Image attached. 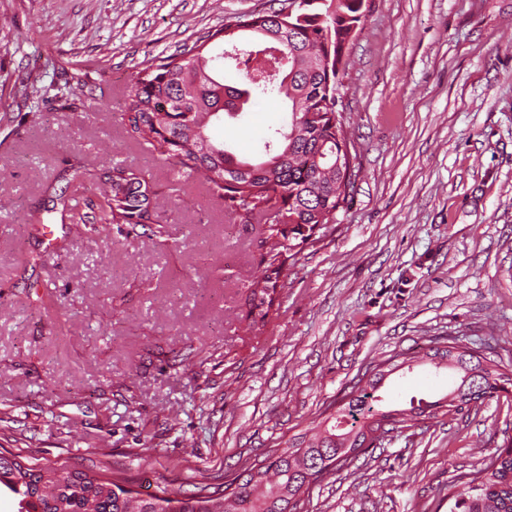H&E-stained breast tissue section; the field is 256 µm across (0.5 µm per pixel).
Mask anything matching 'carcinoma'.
I'll return each instance as SVG.
<instances>
[{
    "instance_id": "1",
    "label": "carcinoma",
    "mask_w": 512,
    "mask_h": 512,
    "mask_svg": "<svg viewBox=\"0 0 512 512\" xmlns=\"http://www.w3.org/2000/svg\"><path fill=\"white\" fill-rule=\"evenodd\" d=\"M287 6L256 13L237 21L239 30L221 26L179 54L145 61L126 92L127 131L137 144L169 163L180 176L192 179L224 205L235 224L267 226L270 243L261 259L260 275L248 285L251 310L262 322L273 307L272 294L283 287L281 275L292 251L307 243L317 227L336 223L355 173L336 168L333 157L349 146L341 113L336 109L344 60L364 18L363 0H303L292 15ZM235 63L241 81L228 85L212 61ZM288 100L291 121L264 144V157L248 160L229 151L210 135L222 115L239 114L260 97ZM100 204L82 212L79 202L62 190L59 201L76 227L88 224L155 225L158 223L157 185L148 175L115 163L96 182ZM461 368L477 373L467 388L484 401L512 388V368L485 360L472 351L457 354ZM419 356L402 352L370 364H385L389 374L412 369ZM354 379L340 403L341 417L305 442L274 450L259 460L258 478H244L231 492L185 497L158 485L141 493L122 485L123 478L108 472L82 474L83 483L70 481L62 467L27 466L0 456V487L18 497L26 512H284L287 501L277 498L285 488L298 492L309 475H325L347 468L338 449L352 438L359 453L376 444L366 439L369 422L385 415L384 399L372 385ZM412 398L409 407L395 409L389 434L413 427L419 420L458 414L464 407ZM465 491L451 498L449 512H512V444L491 453L485 466L471 474Z\"/></svg>"
}]
</instances>
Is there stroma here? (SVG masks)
<instances>
[{"label": "stroma", "mask_w": 512, "mask_h": 512, "mask_svg": "<svg viewBox=\"0 0 512 512\" xmlns=\"http://www.w3.org/2000/svg\"><path fill=\"white\" fill-rule=\"evenodd\" d=\"M269 8L0 0V454L190 495L308 433L371 362L444 337L512 365V0H368L338 102L359 175L255 324L257 229L131 140L122 105L143 60ZM287 121L265 100L211 133L256 159ZM76 161L149 174L167 237L63 223L60 190L96 196L65 183ZM457 379L423 363L383 394L398 409ZM511 442L504 394L389 433L305 510L448 512Z\"/></svg>", "instance_id": "35a3bbf8"}]
</instances>
